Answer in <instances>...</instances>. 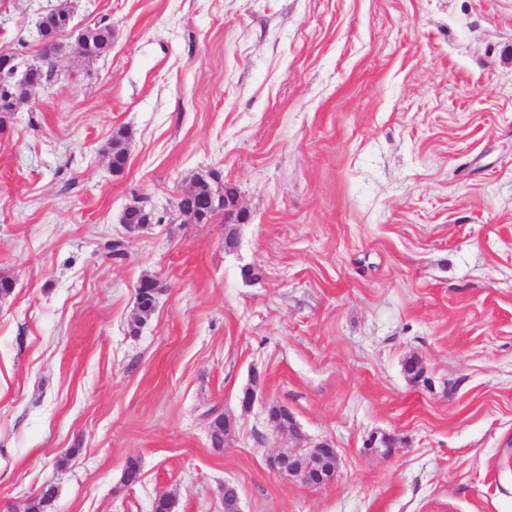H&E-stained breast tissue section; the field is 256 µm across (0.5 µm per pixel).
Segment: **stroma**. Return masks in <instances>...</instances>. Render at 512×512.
Instances as JSON below:
<instances>
[{"label":"stroma","mask_w":512,"mask_h":512,"mask_svg":"<svg viewBox=\"0 0 512 512\" xmlns=\"http://www.w3.org/2000/svg\"><path fill=\"white\" fill-rule=\"evenodd\" d=\"M63 3L54 82L0 126V500L224 512L230 482L244 512H512V0H0V54L36 61ZM198 177L244 222L184 220ZM141 197L162 221L131 233ZM323 440L324 487L266 466ZM70 13L67 9L60 8L53 10L43 16L40 22V39L43 41L42 53L58 55L62 50L55 36L57 33L68 27ZM90 50L84 46L87 55L93 58L101 57L112 47V25L111 23L100 24L92 30Z\"/></svg>","instance_id":"obj_1"}]
</instances>
